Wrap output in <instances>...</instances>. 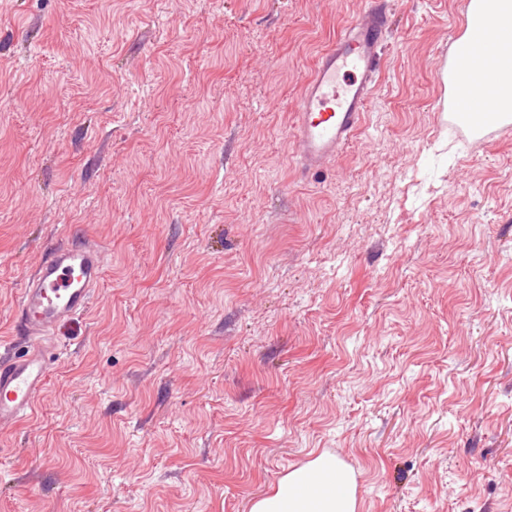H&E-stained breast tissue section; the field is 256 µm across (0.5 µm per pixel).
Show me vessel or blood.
<instances>
[{
    "mask_svg": "<svg viewBox=\"0 0 512 512\" xmlns=\"http://www.w3.org/2000/svg\"><path fill=\"white\" fill-rule=\"evenodd\" d=\"M388 32L387 6L373 0L319 56L291 127L295 165L303 175L322 169L363 127ZM104 265L98 243L72 241L54 248L21 288L14 308L15 334L0 344L1 433L33 413L56 350L53 332L88 310Z\"/></svg>",
    "mask_w": 512,
    "mask_h": 512,
    "instance_id": "1",
    "label": "vessel or blood"
}]
</instances>
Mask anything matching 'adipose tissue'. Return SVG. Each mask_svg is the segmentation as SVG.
I'll return each instance as SVG.
<instances>
[{
    "mask_svg": "<svg viewBox=\"0 0 512 512\" xmlns=\"http://www.w3.org/2000/svg\"><path fill=\"white\" fill-rule=\"evenodd\" d=\"M485 54L486 72L462 73L452 81L459 90L456 114L478 122L481 98L495 101L499 115L512 116V0H471L464 35L455 55L472 48ZM357 485L351 467L323 452L286 472L250 512H357Z\"/></svg>",
    "mask_w": 512,
    "mask_h": 512,
    "instance_id": "adipose-tissue-1",
    "label": "adipose tissue"
}]
</instances>
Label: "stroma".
Instances as JSON below:
<instances>
[{
	"label": "stroma",
	"instance_id": "1",
	"mask_svg": "<svg viewBox=\"0 0 512 512\" xmlns=\"http://www.w3.org/2000/svg\"><path fill=\"white\" fill-rule=\"evenodd\" d=\"M369 0H0V341L66 235L106 252L0 512H249L350 465L358 512H512V125L442 109L462 0H390L364 129L290 137Z\"/></svg>",
	"mask_w": 512,
	"mask_h": 512
}]
</instances>
